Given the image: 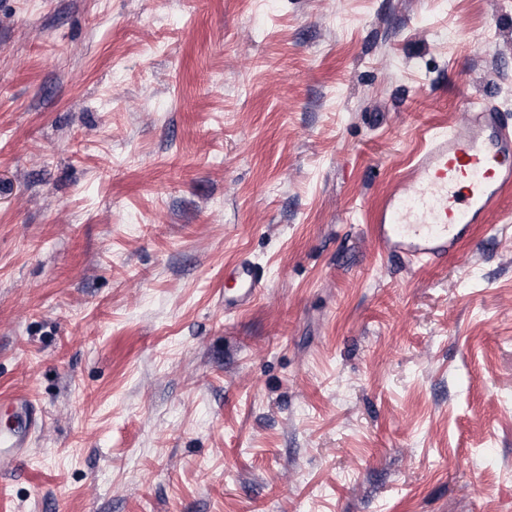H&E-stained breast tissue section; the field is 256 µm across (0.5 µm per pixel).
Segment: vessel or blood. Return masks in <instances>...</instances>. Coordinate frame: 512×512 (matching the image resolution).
I'll return each mask as SVG.
<instances>
[{
	"mask_svg": "<svg viewBox=\"0 0 512 512\" xmlns=\"http://www.w3.org/2000/svg\"><path fill=\"white\" fill-rule=\"evenodd\" d=\"M512 194V125L485 102L475 105L470 124L428 133L407 171L369 217L377 248L410 267L435 265L471 241L477 225L489 223ZM225 276L240 291L225 297L224 308L240 310L263 288L256 265L239 261ZM15 423L0 432V462L21 458L42 419L35 402L11 398Z\"/></svg>",
	"mask_w": 512,
	"mask_h": 512,
	"instance_id": "vessel-or-blood-1",
	"label": "vessel or blood"
}]
</instances>
